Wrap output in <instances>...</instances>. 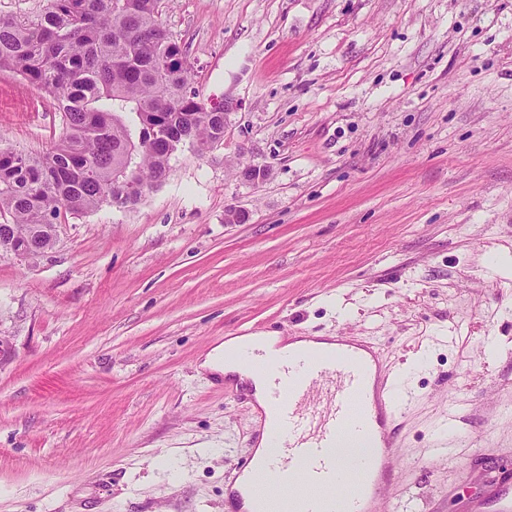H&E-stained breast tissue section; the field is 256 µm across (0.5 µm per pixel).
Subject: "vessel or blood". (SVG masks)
I'll return each mask as SVG.
<instances>
[{"instance_id": "b4317fda", "label": "vessel or blood", "mask_w": 512, "mask_h": 512, "mask_svg": "<svg viewBox=\"0 0 512 512\" xmlns=\"http://www.w3.org/2000/svg\"><path fill=\"white\" fill-rule=\"evenodd\" d=\"M353 346L341 337L332 352L273 370L274 450L260 464L246 459L242 469L253 473V486L282 488V512H379L395 477L398 379L369 380L370 364Z\"/></svg>"}]
</instances>
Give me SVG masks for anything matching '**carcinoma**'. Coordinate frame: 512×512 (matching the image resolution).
<instances>
[{
  "label": "carcinoma",
  "mask_w": 512,
  "mask_h": 512,
  "mask_svg": "<svg viewBox=\"0 0 512 512\" xmlns=\"http://www.w3.org/2000/svg\"><path fill=\"white\" fill-rule=\"evenodd\" d=\"M19 72L63 112L44 155L0 147V247L45 248L62 215L112 205L122 174L151 187L172 153L149 139L160 119L199 147L224 140V122L191 87L192 66L161 21V0H47L38 14L0 18V69Z\"/></svg>",
  "instance_id": "1"
}]
</instances>
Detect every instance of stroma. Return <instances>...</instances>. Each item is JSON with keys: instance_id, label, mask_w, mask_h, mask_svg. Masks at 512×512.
<instances>
[{"instance_id": "35a3bbf8", "label": "stroma", "mask_w": 512, "mask_h": 512, "mask_svg": "<svg viewBox=\"0 0 512 512\" xmlns=\"http://www.w3.org/2000/svg\"><path fill=\"white\" fill-rule=\"evenodd\" d=\"M224 140L130 209L0 256V512H225L260 436L199 364L233 336L343 333L388 371L426 352L398 421L396 512H488L512 459V0H162ZM0 71V143L61 133ZM267 168L258 182L246 166ZM248 212L242 224L224 213ZM477 455L419 466L449 406Z\"/></svg>"}]
</instances>
